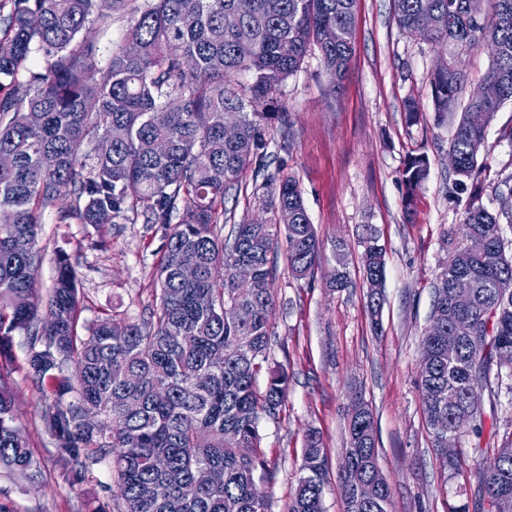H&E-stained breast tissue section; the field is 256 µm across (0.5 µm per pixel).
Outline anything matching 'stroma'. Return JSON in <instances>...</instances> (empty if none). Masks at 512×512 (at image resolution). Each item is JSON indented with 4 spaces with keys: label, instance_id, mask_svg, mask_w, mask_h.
Instances as JSON below:
<instances>
[{
    "label": "stroma",
    "instance_id": "obj_1",
    "mask_svg": "<svg viewBox=\"0 0 512 512\" xmlns=\"http://www.w3.org/2000/svg\"><path fill=\"white\" fill-rule=\"evenodd\" d=\"M436 52L428 41L404 34L393 0H357L354 49L341 86H333L318 52H310L282 89L285 111L266 122L267 160L276 178L295 177L325 247L313 273L294 277L279 254L269 358L288 373V395L279 416L261 417L262 451L272 471L261 488L271 512H283L300 475L304 436L317 429L326 456L324 512H344L339 465L346 446L345 406L356 395L369 403L378 462L388 477L393 512H447L474 501L481 461L469 457L449 476L432 446L416 384L420 339L429 326L433 284L448 260L447 234L459 223L466 196L450 199L454 177L448 141L457 116L437 117L429 74ZM424 113L416 125L404 103ZM423 153L430 172L413 216H405L401 172L409 156ZM480 164L489 178L483 200L497 203L496 187L512 175V102L486 132ZM251 173L224 203V224L263 218ZM374 225L385 246L381 326H373L359 272V238ZM346 245L353 285L329 293L324 282L335 264L331 244ZM159 227L143 218L94 228L58 224L46 211L40 234L43 261L38 286L48 291L55 254L64 251L81 281L82 320L104 312L137 317L150 302L159 251ZM29 338L18 333L0 376L14 395L33 466L20 473L0 467V512H116L109 461L90 483L68 484L44 425L46 403L28 376Z\"/></svg>",
    "mask_w": 512,
    "mask_h": 512
}]
</instances>
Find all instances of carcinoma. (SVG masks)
Returning <instances> with one entry per match:
<instances>
[{
  "mask_svg": "<svg viewBox=\"0 0 512 512\" xmlns=\"http://www.w3.org/2000/svg\"><path fill=\"white\" fill-rule=\"evenodd\" d=\"M394 0L399 29L411 36L434 26L429 42L440 57L430 74L434 110L464 105L448 143L455 155V190L468 194L460 223L448 232V262L434 284L433 332L420 341L418 388L437 454L448 442L471 439L482 457L479 502L487 512H512V433L496 440L479 409L461 419L468 397L487 389L512 396V256L499 235L512 224V177L500 181V208L482 202L486 168L478 163L488 126L512 101V0ZM357 0H7L0 3V349L11 336L30 339L32 382L47 401L44 422L59 461L74 482L95 479L112 462L120 512H269L257 475L270 476L259 419L285 404L288 375L268 365L275 305L276 258L285 247L296 277L311 275L323 251L301 190L292 177L267 174L263 122L284 109L282 88L312 50L334 81L345 76L353 51ZM129 14L123 37L102 41L114 16ZM337 31L326 41L327 29ZM479 40L493 50L481 83L494 98L472 101L464 56ZM43 61L29 67L32 54ZM239 113V135L224 140V112ZM124 138L112 140V128ZM92 145L82 152L84 144ZM252 170L266 190L270 221H242L221 236L224 198ZM429 174V159L410 156L402 171L406 215ZM51 209L58 224L105 227L141 215L164 227L158 288L143 316H100L79 325L78 275L70 256H55L47 296L37 288L42 263L39 232ZM491 238L481 256L473 235ZM360 269L374 320L383 305L385 246L364 225ZM333 291L352 284L344 243L333 244ZM190 254L198 275L184 281L179 261ZM253 266L239 284L235 267ZM465 291L458 310L453 295ZM249 309L239 324L225 314ZM467 331L448 353V328ZM88 335L82 336L78 327ZM221 349L224 358H213ZM267 372L265 390L257 378ZM96 411L102 427L83 417ZM348 439L339 478L345 512H392V488L377 457L372 411L355 397L346 412ZM168 458L173 481L154 466ZM34 464L13 414V395L0 381V466ZM206 469L211 482L199 486ZM325 454L318 432L306 435L300 476L283 512H324ZM366 483L373 497L362 496Z\"/></svg>",
  "mask_w": 512,
  "mask_h": 512,
  "instance_id": "cac0c4a2",
  "label": "carcinoma"
}]
</instances>
